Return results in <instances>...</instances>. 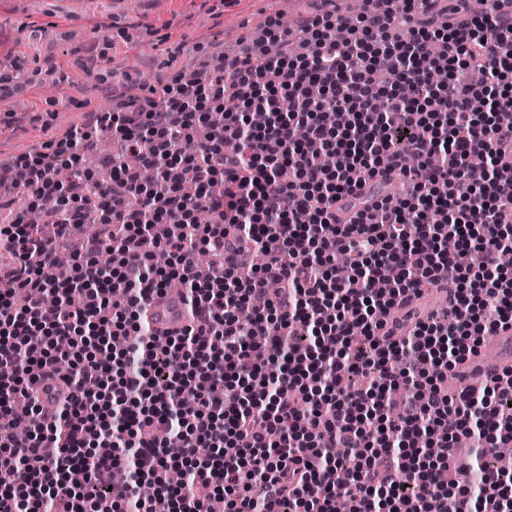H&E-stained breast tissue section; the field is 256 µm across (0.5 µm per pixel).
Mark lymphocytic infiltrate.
<instances>
[{
	"label": "lymphocytic infiltrate",
	"instance_id": "obj_1",
	"mask_svg": "<svg viewBox=\"0 0 512 512\" xmlns=\"http://www.w3.org/2000/svg\"><path fill=\"white\" fill-rule=\"evenodd\" d=\"M470 2L363 0L344 41L332 36L341 17L320 7L293 32L270 22L265 43L223 58L209 80L96 112L93 133L137 158H113L109 180L84 172L85 147L69 139L0 171V249L13 256L0 264V424L30 431L0 448V512H209L216 498L225 512H280L287 494L292 512H512V468L489 461L512 442V367L452 398L441 389L512 323L499 261L512 248V8L496 0L477 13ZM475 68L483 84L471 83ZM230 97L237 110L181 151L202 125L199 102ZM476 155L491 168L480 184L467 173ZM51 160L81 173L67 202L52 195ZM17 168L26 208L54 234L112 227L84 242L67 279L53 277L56 250L14 208ZM393 176L406 186L398 205L362 198L366 182ZM189 180L194 201L181 191ZM249 244L266 261L243 281ZM173 278L191 323L159 351L142 338L141 302ZM273 282L280 293L242 325L239 309ZM428 287L445 291L451 320L418 319L396 336L393 306ZM46 292L57 305L41 304ZM62 355L76 372L46 421L34 386L57 377ZM400 385L409 401L395 414L388 394ZM475 426L482 448L449 493L437 475ZM340 448L354 462L349 487Z\"/></svg>",
	"mask_w": 512,
	"mask_h": 512
}]
</instances>
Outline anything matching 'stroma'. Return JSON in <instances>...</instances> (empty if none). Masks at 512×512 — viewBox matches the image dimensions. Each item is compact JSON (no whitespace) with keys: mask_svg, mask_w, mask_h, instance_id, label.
Masks as SVG:
<instances>
[{"mask_svg":"<svg viewBox=\"0 0 512 512\" xmlns=\"http://www.w3.org/2000/svg\"><path fill=\"white\" fill-rule=\"evenodd\" d=\"M282 9V0H0V162L163 89L184 55L217 65Z\"/></svg>","mask_w":512,"mask_h":512,"instance_id":"stroma-1","label":"stroma"}]
</instances>
